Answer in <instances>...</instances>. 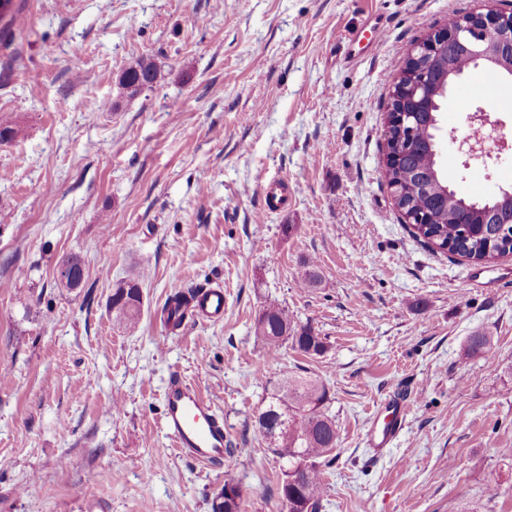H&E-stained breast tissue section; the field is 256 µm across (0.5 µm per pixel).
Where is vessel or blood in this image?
Wrapping results in <instances>:
<instances>
[{"instance_id": "1", "label": "vessel or blood", "mask_w": 512, "mask_h": 512, "mask_svg": "<svg viewBox=\"0 0 512 512\" xmlns=\"http://www.w3.org/2000/svg\"><path fill=\"white\" fill-rule=\"evenodd\" d=\"M264 212L284 208L288 187L273 180L262 190ZM224 290L220 287L201 289L190 302L187 312L204 322L218 323L224 318ZM165 404L163 428L179 452L196 462L218 464L224 460L227 436L224 422L214 405L192 383L183 378L172 379L163 393ZM407 397L397 394L384 399L380 409L382 421L373 423L366 434V445L372 453L369 463L378 462L406 426Z\"/></svg>"}]
</instances>
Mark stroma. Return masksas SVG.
<instances>
[{
  "label": "stroma",
  "mask_w": 512,
  "mask_h": 512,
  "mask_svg": "<svg viewBox=\"0 0 512 512\" xmlns=\"http://www.w3.org/2000/svg\"><path fill=\"white\" fill-rule=\"evenodd\" d=\"M473 0H13L0 19V512H285L280 462L255 421L285 370L329 389L338 432L321 512H512V255L432 249L385 178L390 85L412 45ZM382 19L377 50L351 33ZM153 61L134 98L121 69ZM443 102L448 182L481 200L512 184V102ZM484 110L509 141L489 163L457 142ZM298 184L262 214L261 187ZM292 225L284 233V225ZM79 255L85 278L57 287ZM320 275L302 285L307 263ZM143 306L110 309L121 279ZM223 287V322L160 320L169 295ZM284 307L325 337L311 358L255 333ZM491 342L465 354L474 332ZM195 384L233 443L218 465L178 454L163 391ZM414 391L376 464L381 401ZM74 264L83 267L81 258L78 255H74L70 257ZM74 264L68 258L62 260L55 268V280L57 281V286L62 288L61 285H69L71 290H76L80 288L83 280L85 272L81 269L80 273L77 272ZM112 312L116 318L123 322L125 327L134 331L139 323L142 293L140 286L135 281H121L112 291ZM230 482V481H228ZM225 482L224 489L216 496L212 503L213 512H240L241 511V492L239 487ZM233 483V482H230ZM229 484L230 493L227 492ZM234 484V483H233Z\"/></svg>",
  "instance_id": "obj_1"
}]
</instances>
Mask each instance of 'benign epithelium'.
I'll use <instances>...</instances> for the list:
<instances>
[{
  "mask_svg": "<svg viewBox=\"0 0 512 512\" xmlns=\"http://www.w3.org/2000/svg\"><path fill=\"white\" fill-rule=\"evenodd\" d=\"M481 8L457 15L452 23L427 33L411 49L407 59L415 67L402 70L391 85L388 111L392 123L400 129L401 139L395 150H386L385 166L401 160L411 146V126L416 112L431 96L432 86L426 63L438 57L443 49L457 45L470 53L473 63L486 68L505 70L512 75V12L498 9L493 0H479ZM472 120L478 123V134L459 142V151L470 161L486 163L508 146L502 127L476 111ZM85 272H77L72 261L62 260L55 268V280L75 290L81 287Z\"/></svg>",
  "mask_w": 512,
  "mask_h": 512,
  "instance_id": "7a95c632",
  "label": "benign epithelium"
}]
</instances>
